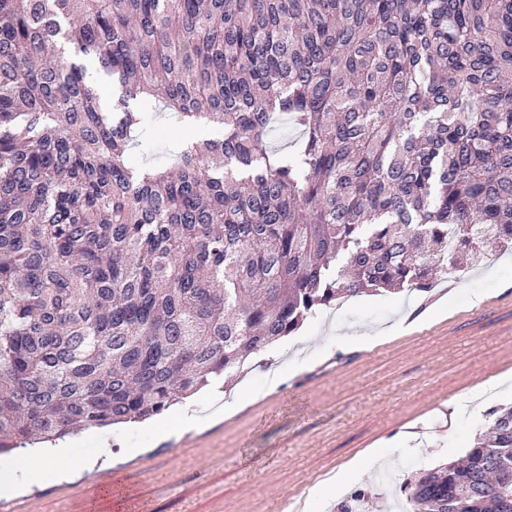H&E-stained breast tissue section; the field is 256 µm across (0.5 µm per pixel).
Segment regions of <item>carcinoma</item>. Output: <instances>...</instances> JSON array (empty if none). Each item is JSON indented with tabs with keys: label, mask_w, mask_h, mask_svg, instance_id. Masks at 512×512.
I'll return each mask as SVG.
<instances>
[{
	"label": "carcinoma",
	"mask_w": 512,
	"mask_h": 512,
	"mask_svg": "<svg viewBox=\"0 0 512 512\" xmlns=\"http://www.w3.org/2000/svg\"><path fill=\"white\" fill-rule=\"evenodd\" d=\"M157 102L172 168L131 152ZM511 244L512 0H0V453L159 415L340 299ZM490 416L408 512H512Z\"/></svg>",
	"instance_id": "cac0c4a2"
}]
</instances>
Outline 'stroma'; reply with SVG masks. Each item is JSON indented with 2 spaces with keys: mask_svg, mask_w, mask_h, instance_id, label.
<instances>
[{
  "mask_svg": "<svg viewBox=\"0 0 512 512\" xmlns=\"http://www.w3.org/2000/svg\"><path fill=\"white\" fill-rule=\"evenodd\" d=\"M307 342L274 344L230 387L187 404L200 419L160 437L147 424L82 431L80 454L23 482L19 512H108L127 488L144 512H401L402 484L458 458L489 413L512 404V252H498L427 293L358 296L300 328ZM380 340L363 347L358 336ZM283 379L269 389L268 374ZM384 457L341 487L323 482L369 449ZM107 454L96 484L85 458Z\"/></svg>",
  "mask_w": 512,
  "mask_h": 512,
  "instance_id": "obj_1",
  "label": "stroma"
}]
</instances>
